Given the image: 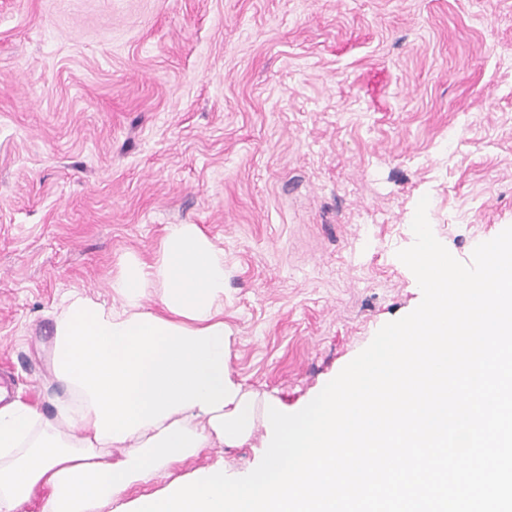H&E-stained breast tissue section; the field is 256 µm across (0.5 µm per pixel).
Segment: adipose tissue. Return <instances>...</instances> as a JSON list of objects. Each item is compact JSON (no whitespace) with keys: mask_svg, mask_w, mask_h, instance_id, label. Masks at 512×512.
Wrapping results in <instances>:
<instances>
[{"mask_svg":"<svg viewBox=\"0 0 512 512\" xmlns=\"http://www.w3.org/2000/svg\"><path fill=\"white\" fill-rule=\"evenodd\" d=\"M224 249L169 225L152 260L131 255L111 301L73 292L48 354L53 416L0 406V512H116L126 492L253 435L264 404L236 380L224 325Z\"/></svg>","mask_w":512,"mask_h":512,"instance_id":"ef3b65f1","label":"adipose tissue"}]
</instances>
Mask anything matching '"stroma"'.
Masks as SVG:
<instances>
[{
	"instance_id": "obj_1",
	"label": "stroma",
	"mask_w": 512,
	"mask_h": 512,
	"mask_svg": "<svg viewBox=\"0 0 512 512\" xmlns=\"http://www.w3.org/2000/svg\"><path fill=\"white\" fill-rule=\"evenodd\" d=\"M424 196L461 262L512 226V0H0V367L43 414L62 295L170 224L224 249L236 377L298 412L420 304Z\"/></svg>"
}]
</instances>
